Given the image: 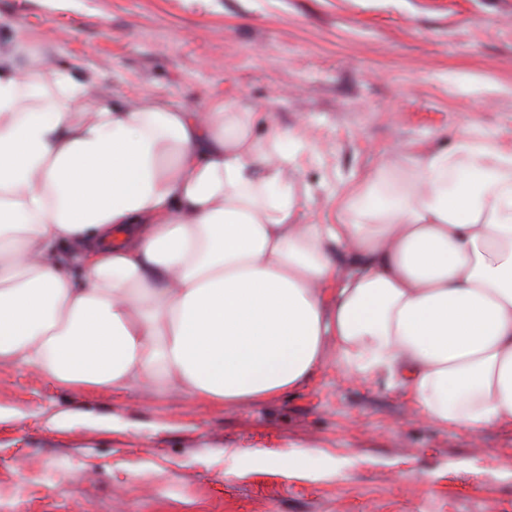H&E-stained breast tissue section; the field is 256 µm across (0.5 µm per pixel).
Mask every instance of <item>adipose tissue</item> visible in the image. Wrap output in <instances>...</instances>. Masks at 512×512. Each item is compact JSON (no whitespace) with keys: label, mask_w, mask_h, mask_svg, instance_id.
<instances>
[{"label":"adipose tissue","mask_w":512,"mask_h":512,"mask_svg":"<svg viewBox=\"0 0 512 512\" xmlns=\"http://www.w3.org/2000/svg\"><path fill=\"white\" fill-rule=\"evenodd\" d=\"M0 48V363L205 405L306 386L328 345L413 416L512 429V153L459 134L337 191L304 223L284 131Z\"/></svg>","instance_id":"adipose-tissue-1"}]
</instances>
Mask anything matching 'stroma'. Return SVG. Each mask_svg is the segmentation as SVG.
<instances>
[{
	"label": "stroma",
	"mask_w": 512,
	"mask_h": 512,
	"mask_svg": "<svg viewBox=\"0 0 512 512\" xmlns=\"http://www.w3.org/2000/svg\"><path fill=\"white\" fill-rule=\"evenodd\" d=\"M15 36L98 102L224 99L255 112V135L277 125L309 223L412 148L467 131L512 151V0H0ZM0 407V512H512V430L413 418L384 378L332 363L211 407L0 363Z\"/></svg>",
	"instance_id": "1"
}]
</instances>
